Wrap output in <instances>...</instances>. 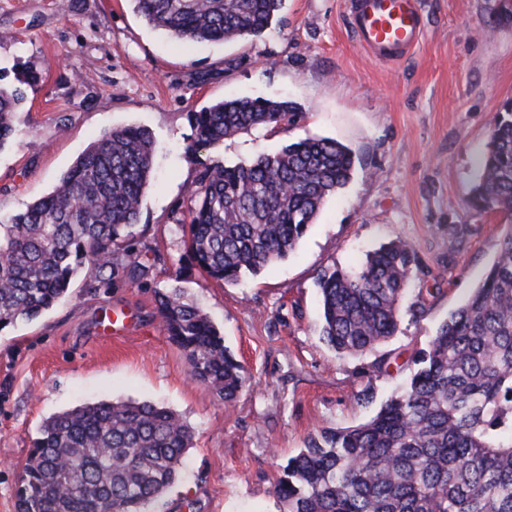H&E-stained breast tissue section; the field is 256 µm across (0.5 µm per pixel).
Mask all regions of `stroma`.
<instances>
[{
	"label": "stroma",
	"instance_id": "stroma-1",
	"mask_svg": "<svg viewBox=\"0 0 512 512\" xmlns=\"http://www.w3.org/2000/svg\"><path fill=\"white\" fill-rule=\"evenodd\" d=\"M344 0H284L258 36L179 48L132 0H0V82L20 85L16 134L0 148V213L48 194L101 133L148 129L155 176L140 217L148 275L91 290L80 274L38 319L0 331V512L43 422L100 400L151 401L194 436L158 512H279L278 466L324 429L373 416L467 298L512 231L469 203L490 126L512 100V0H419L426 31L397 63L350 31ZM236 97L288 100L297 125L192 150L191 113ZM306 136L351 148L354 172L296 249L259 276L220 284L195 264L178 212L204 166L271 153ZM410 242L425 269L408 284L395 336L341 356L321 338L317 278L367 251ZM182 289L254 378L232 408L190 378L155 294Z\"/></svg>",
	"mask_w": 512,
	"mask_h": 512
}]
</instances>
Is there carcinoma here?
Wrapping results in <instances>:
<instances>
[{
    "instance_id": "obj_1",
    "label": "carcinoma",
    "mask_w": 512,
    "mask_h": 512,
    "mask_svg": "<svg viewBox=\"0 0 512 512\" xmlns=\"http://www.w3.org/2000/svg\"><path fill=\"white\" fill-rule=\"evenodd\" d=\"M178 44L262 34L282 0H132ZM20 92L0 86V147L15 134ZM287 101L237 97L190 114L193 147L293 124ZM353 152L308 136L274 154L204 168L187 189L190 251L212 279L235 284L288 257L326 199L350 181ZM154 141L141 127L97 137L47 195L0 215V331L63 299L83 270L90 287L148 273L135 244ZM472 206L512 223V105L496 113ZM414 247L393 240L360 268L318 277L322 340L339 355L377 350L399 328ZM190 378L230 407L252 378L207 314L178 288L156 295ZM402 390L367 421L322 430L281 466V512H512V232L485 277L413 360ZM193 439L173 410L148 401L83 404L49 418L29 452L18 512H147L174 481Z\"/></svg>"
}]
</instances>
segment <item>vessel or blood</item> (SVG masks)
<instances>
[{
    "label": "vessel or blood",
    "instance_id": "b4317fda",
    "mask_svg": "<svg viewBox=\"0 0 512 512\" xmlns=\"http://www.w3.org/2000/svg\"><path fill=\"white\" fill-rule=\"evenodd\" d=\"M356 43L384 62H396L421 42L424 21L418 0H350Z\"/></svg>",
    "mask_w": 512,
    "mask_h": 512
}]
</instances>
